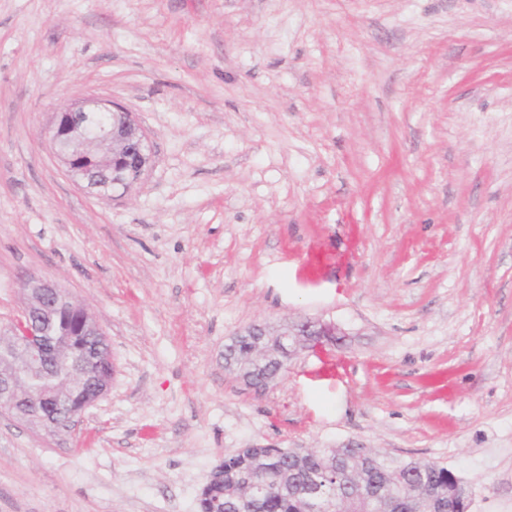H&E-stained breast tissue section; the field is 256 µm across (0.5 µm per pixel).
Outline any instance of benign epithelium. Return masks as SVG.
<instances>
[{
    "instance_id": "benign-epithelium-1",
    "label": "benign epithelium",
    "mask_w": 512,
    "mask_h": 512,
    "mask_svg": "<svg viewBox=\"0 0 512 512\" xmlns=\"http://www.w3.org/2000/svg\"><path fill=\"white\" fill-rule=\"evenodd\" d=\"M100 112L112 116V124L99 138L91 140L84 133V119ZM52 143L69 142L72 151L60 157L75 179L100 193L105 187L93 183L81 160L88 148L101 152L100 159L112 165V190L129 192L138 183L150 163L149 154L135 168L124 164V146L130 140L147 143L146 133L122 105L112 101L87 99L57 116L48 130ZM24 306L21 314L0 326V410L55 435L72 432L81 415L107 391L111 374L99 372L96 343L105 334L84 307L68 299L66 313L73 321L71 336H52L58 315L56 306L64 289L56 283L34 276L21 281ZM336 335L335 327L315 320L285 324L277 330L253 324L236 338L246 341L255 354L253 363L239 368L240 376L252 383L253 366L266 367L264 379L276 376L288 367V360L298 346H317L323 336ZM470 493L456 481V494L439 512H467Z\"/></svg>"
}]
</instances>
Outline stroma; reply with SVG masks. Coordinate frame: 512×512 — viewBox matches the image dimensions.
<instances>
[{
    "label": "stroma",
    "mask_w": 512,
    "mask_h": 512,
    "mask_svg": "<svg viewBox=\"0 0 512 512\" xmlns=\"http://www.w3.org/2000/svg\"><path fill=\"white\" fill-rule=\"evenodd\" d=\"M119 103L127 194L48 130ZM51 280L106 335L75 432L0 415V512H198L239 448H370L512 506V0H0V323ZM335 325L255 392L254 323ZM98 112H110L112 124L109 129L95 140L107 127L106 121L95 118L84 130V119L88 116H96ZM89 139L86 138L85 133ZM51 142L57 145L60 141H68L72 151L60 153V157L67 168V171L75 179L86 183L90 189H96L99 193L108 194L107 188L103 185H94L88 170L82 165L80 159L90 158L87 155L88 147L95 146L96 150L104 153L98 155L100 159L112 165V169L101 168L98 170L97 179L107 180L112 183V192L122 190L120 195L128 193L138 183L150 163V156L146 152L147 137L143 128L132 117L131 113L122 105L112 101L100 99H87L75 108L67 109L57 116L52 127L48 130ZM130 140H136L144 147L145 153L140 155L136 145L130 146L125 154L126 165L124 164V146ZM143 160V163L141 161ZM106 190V191H105Z\"/></svg>",
    "instance_id": "obj_1"
}]
</instances>
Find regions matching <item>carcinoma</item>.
<instances>
[{
    "label": "carcinoma",
    "instance_id": "obj_1",
    "mask_svg": "<svg viewBox=\"0 0 512 512\" xmlns=\"http://www.w3.org/2000/svg\"><path fill=\"white\" fill-rule=\"evenodd\" d=\"M219 479L207 484L200 512H302L308 480L323 482L325 512H435L448 502L454 473L435 462L388 463L355 448L317 456L290 448H240L224 457ZM263 486L254 496L253 485Z\"/></svg>",
    "mask_w": 512,
    "mask_h": 512
}]
</instances>
